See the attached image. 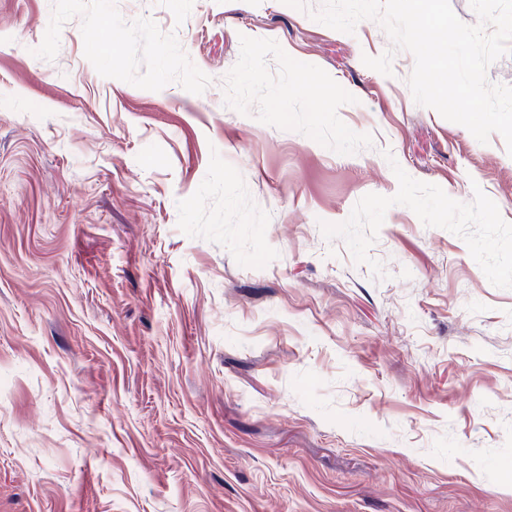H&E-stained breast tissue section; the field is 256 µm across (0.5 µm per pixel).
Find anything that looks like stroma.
Masks as SVG:
<instances>
[{"label": "stroma", "mask_w": 512, "mask_h": 512, "mask_svg": "<svg viewBox=\"0 0 512 512\" xmlns=\"http://www.w3.org/2000/svg\"><path fill=\"white\" fill-rule=\"evenodd\" d=\"M391 46L0 0V512H512V155Z\"/></svg>", "instance_id": "35a3bbf8"}]
</instances>
